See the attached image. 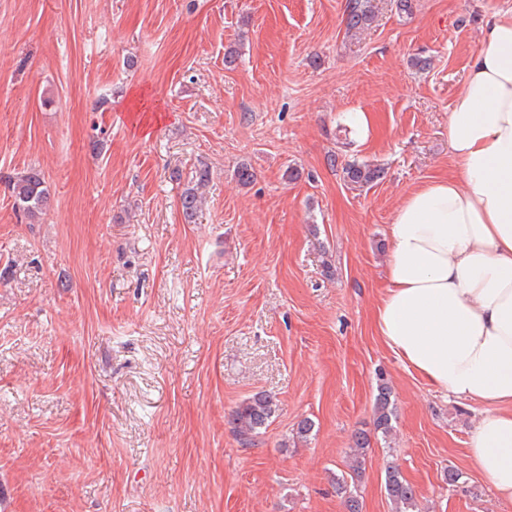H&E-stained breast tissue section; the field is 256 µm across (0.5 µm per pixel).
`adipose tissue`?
I'll list each match as a JSON object with an SVG mask.
<instances>
[{
	"mask_svg": "<svg viewBox=\"0 0 512 512\" xmlns=\"http://www.w3.org/2000/svg\"><path fill=\"white\" fill-rule=\"evenodd\" d=\"M454 173L409 193L387 228L373 312L382 345L436 391L485 406L469 458L512 503V13L486 22L449 106Z\"/></svg>",
	"mask_w": 512,
	"mask_h": 512,
	"instance_id": "1",
	"label": "adipose tissue"
}]
</instances>
